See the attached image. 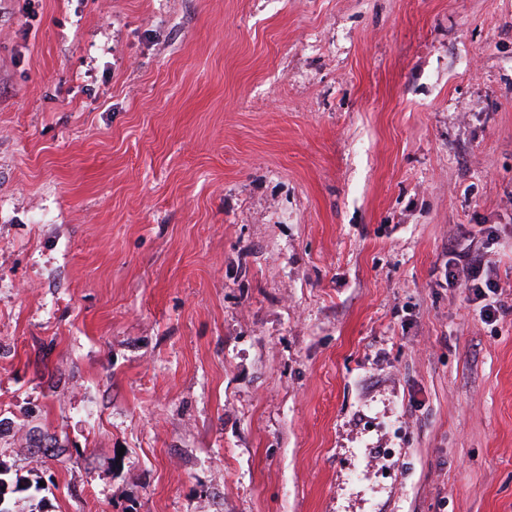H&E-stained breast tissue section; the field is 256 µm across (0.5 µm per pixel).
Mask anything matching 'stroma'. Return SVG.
<instances>
[{
  "label": "stroma",
  "mask_w": 512,
  "mask_h": 512,
  "mask_svg": "<svg viewBox=\"0 0 512 512\" xmlns=\"http://www.w3.org/2000/svg\"><path fill=\"white\" fill-rule=\"evenodd\" d=\"M0 465L13 512H512V0H0ZM462 236L470 243L467 250L460 253L458 262L448 264V285L458 284L463 288L469 301L476 304L475 311L481 320L495 321L500 307L497 296L502 294L503 289L491 274L493 261L488 249L477 242L472 231L464 227ZM459 263L463 279L459 276Z\"/></svg>",
  "instance_id": "stroma-1"
}]
</instances>
